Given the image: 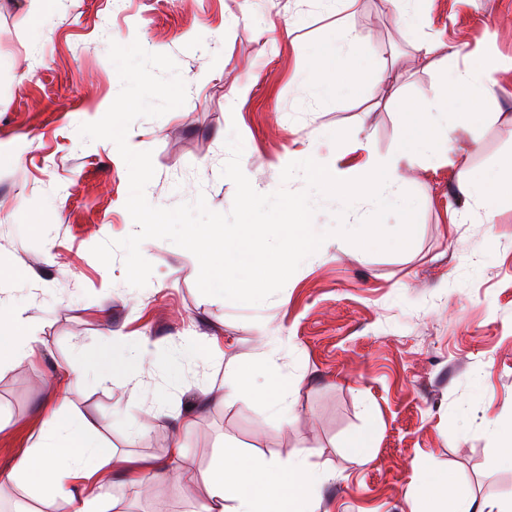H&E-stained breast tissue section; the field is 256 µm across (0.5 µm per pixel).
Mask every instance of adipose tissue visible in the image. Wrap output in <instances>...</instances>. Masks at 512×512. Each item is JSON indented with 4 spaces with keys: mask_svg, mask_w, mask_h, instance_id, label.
Segmentation results:
<instances>
[{
    "mask_svg": "<svg viewBox=\"0 0 512 512\" xmlns=\"http://www.w3.org/2000/svg\"><path fill=\"white\" fill-rule=\"evenodd\" d=\"M364 37L349 26L336 27V37L317 57L313 76L322 94L341 88L336 63L363 46ZM493 65L482 56L470 57L457 70L451 84H440L429 94L409 103V110L425 114V135L406 142L392 155L381 158L367 154L360 170L362 193L389 192L400 200L399 188L405 168L417 164L425 154L447 156L454 132L448 123V89L456 87L459 97L475 110H484L489 89L495 83ZM45 341L25 317L23 309L0 310V363L38 359ZM153 356V344L145 337L124 341L91 356L94 379L108 382L121 376L134 382L139 369ZM71 396L67 379L57 383L56 404L47 418L48 432L27 448L12 468L0 473V486L12 485L46 502H67L71 512H112L110 489L114 480L142 490L156 481L167 480L189 488L204 482L206 498L200 512H312L314 496L325 477L308 467L304 456L288 462L256 465L232 447L221 451L206 479H199L193 460L180 442H173L166 460L119 456L97 436L84 420L62 415ZM423 486L435 503L449 504V512H494L490 503L479 504L465 496H451V479L428 460H421Z\"/></svg>",
    "mask_w": 512,
    "mask_h": 512,
    "instance_id": "adipose-tissue-1",
    "label": "adipose tissue"
}]
</instances>
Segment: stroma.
<instances>
[{"label":"stroma","mask_w":512,"mask_h":512,"mask_svg":"<svg viewBox=\"0 0 512 512\" xmlns=\"http://www.w3.org/2000/svg\"><path fill=\"white\" fill-rule=\"evenodd\" d=\"M424 7L430 24L418 31L396 24L390 0H354L346 21L366 43L339 74L355 91L322 97L312 64L335 33L325 0H125L119 13L111 0H48L34 12L27 0H0V267L18 273L0 283V306L25 307L47 342L37 362L0 367V471L38 441L65 372L69 414L117 453L164 458L178 436L201 474L226 444L259 462L306 453L326 477L314 512H427L425 457L458 492L512 503V467L497 462L498 424L512 419V187L491 219L460 191L466 174L496 176L512 154V0ZM422 39L462 44L497 71L485 114L469 117L447 159L405 172L401 189L418 201L408 248L365 250L329 236L258 305L201 294L196 257L165 240L142 243L153 273L140 289L125 281L123 251L108 266L92 255L137 229L121 155L78 133L120 91L110 42L172 56L187 86L183 106L131 126L138 150L152 153L148 201L171 208L201 194L226 213L231 130L243 141V172L268 194L305 187L300 176L281 182L285 155L347 169L425 128L427 116L392 102V88L365 90L389 65L393 88L415 99L462 67L423 59ZM132 333L156 341L163 357L191 337L196 354L174 378L157 363L134 384L84 378L92 354ZM237 369L255 371L258 385L287 386L291 420L263 396L228 393L224 376ZM160 399L168 416L150 418ZM133 403L148 423L138 438ZM188 410L193 425L178 432L173 417ZM365 431L360 457L350 441ZM112 496L118 512H198L205 488L159 482L144 493L116 483Z\"/></svg>","instance_id":"35a3bbf8"}]
</instances>
